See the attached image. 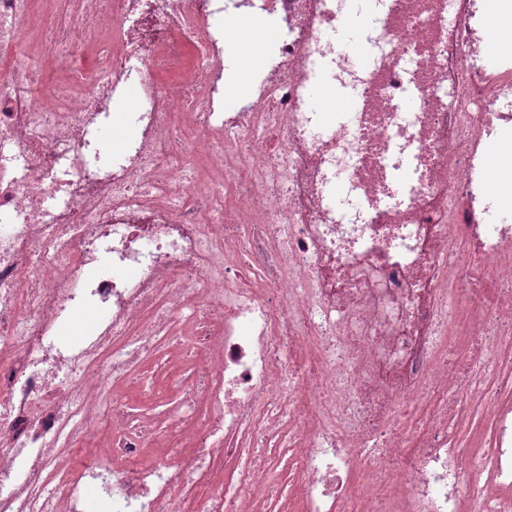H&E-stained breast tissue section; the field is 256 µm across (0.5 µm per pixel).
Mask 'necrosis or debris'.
Listing matches in <instances>:
<instances>
[{
    "label": "necrosis or debris",
    "mask_w": 512,
    "mask_h": 512,
    "mask_svg": "<svg viewBox=\"0 0 512 512\" xmlns=\"http://www.w3.org/2000/svg\"><path fill=\"white\" fill-rule=\"evenodd\" d=\"M346 3L0 0V512H175L194 477L262 512L283 424L301 512H512V56L482 0ZM239 16L280 35L228 112ZM162 340L192 375L161 432L120 388ZM315 80L323 88L330 91L336 101V121H338L343 112H360L362 104L359 94L348 85L332 83L330 75L324 66H319L315 72Z\"/></svg>",
    "instance_id": "necrosis-or-debris-1"
}]
</instances>
